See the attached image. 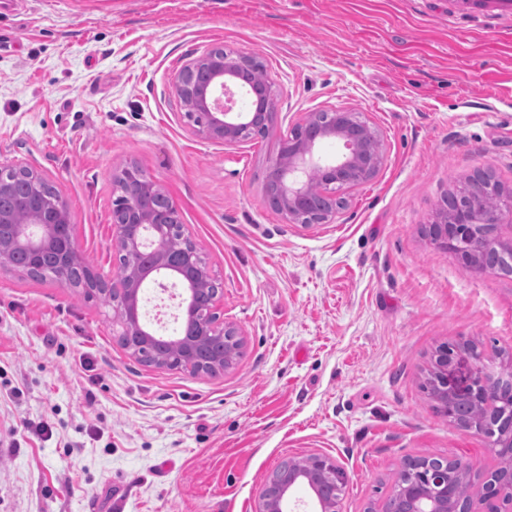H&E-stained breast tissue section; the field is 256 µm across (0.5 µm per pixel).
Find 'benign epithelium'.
<instances>
[{"instance_id": "7a95c632", "label": "benign epithelium", "mask_w": 512, "mask_h": 512, "mask_svg": "<svg viewBox=\"0 0 512 512\" xmlns=\"http://www.w3.org/2000/svg\"><path fill=\"white\" fill-rule=\"evenodd\" d=\"M243 83L252 100V109H236L230 85ZM173 94L180 100L185 117L193 131L207 140L240 144L249 141L260 129H269L273 112L281 97V89L269 78L263 57L244 53L224 45L216 46L184 65L175 75ZM334 138L342 142L343 151L333 159L316 155L320 144ZM384 163L381 134L359 113L336 107L326 111L307 112L296 125L295 136L281 143L271 165L273 177L265 183L269 204L288 224L302 228L330 224L336 218V190L351 191L373 178ZM23 176L29 188V203L24 212L0 208V270L13 268L12 255L21 249L27 256L29 273H40L49 265L56 278L69 288L79 287L85 293L108 291L99 274L90 281L74 284L68 274L80 254L75 247L67 204L53 194L51 203L44 202L46 178L21 166H0V195L11 192L5 173ZM320 178L321 207L315 205L312 176ZM115 193L123 197L147 198L161 188L135 163L130 162L112 174ZM500 221H486L461 189L445 198L429 227L430 240L438 247L458 254L467 264L480 270L485 262L474 260L472 242L480 236L499 245L495 268L512 274V247L499 243ZM112 231L117 248L130 257L150 251L152 264L136 262L118 272L121 293L125 295L120 320V335L140 337L141 344L127 348L140 361L158 368L193 371L199 355L206 352L210 341L224 338V354L216 355L212 369L227 371L235 365L243 346L242 332L229 322L219 320L215 307L220 290H215L208 309L192 333L172 341L175 360L148 355L153 335L140 321V282L165 273L180 281L187 292L194 293L213 282L210 270L191 242L178 251L162 247L167 235L183 234L176 205L165 198L163 205L152 208L121 207L112 209ZM473 367L470 379L462 389L453 387L452 372L460 360L454 349L443 346L432 357L429 373L435 378V399L441 412L453 417L454 405L448 402V389L464 396L469 403L489 397L488 385L494 384L502 409L490 425L473 430L491 437V447L498 466L481 484L483 501L489 512H499V500L512 504V372L488 373L481 365L478 350L466 351ZM471 463L461 459L415 457L407 459L390 491L386 507L380 512H472L471 495L455 492L454 476L471 477ZM346 474L336 460L322 453H312L301 460L289 459L268 474L259 493L255 512H288L290 499L298 487L307 486L314 494V512H339Z\"/></svg>"}]
</instances>
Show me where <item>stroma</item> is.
<instances>
[{"mask_svg":"<svg viewBox=\"0 0 512 512\" xmlns=\"http://www.w3.org/2000/svg\"><path fill=\"white\" fill-rule=\"evenodd\" d=\"M261 53L282 89L269 134H194L175 73L216 45ZM345 106L384 137L379 174L332 224L269 206L265 176L303 113ZM136 162L176 203L244 334L233 369H157L115 305L0 272V512H255L264 475L321 452L340 512L382 504L405 458L490 441L423 384L440 346L512 357V275L425 234L478 173L512 190V0H10L0 6V166L66 202L75 245L117 281L112 173ZM50 424L52 436L40 434Z\"/></svg>","mask_w":512,"mask_h":512,"instance_id":"1","label":"stroma"}]
</instances>
